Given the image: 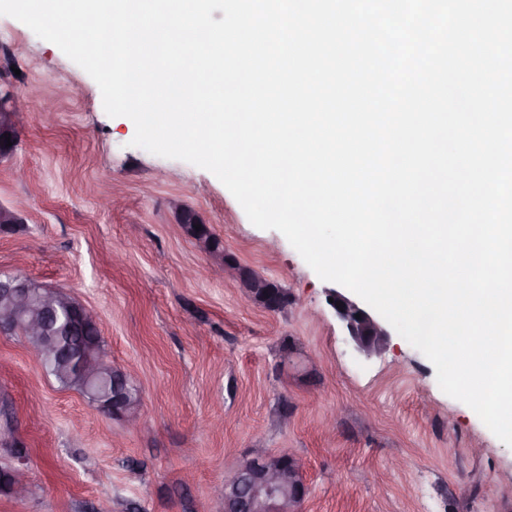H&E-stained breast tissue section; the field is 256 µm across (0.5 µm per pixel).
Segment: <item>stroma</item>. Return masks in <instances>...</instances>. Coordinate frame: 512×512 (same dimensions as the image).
Segmentation results:
<instances>
[{
	"label": "stroma",
	"mask_w": 512,
	"mask_h": 512,
	"mask_svg": "<svg viewBox=\"0 0 512 512\" xmlns=\"http://www.w3.org/2000/svg\"><path fill=\"white\" fill-rule=\"evenodd\" d=\"M19 145L0 159V273L23 272L94 309L107 352L142 395L137 429L0 334V437L26 450L32 491L0 512H224L215 489L245 458L293 449L303 512H512V447L439 387L398 333L364 355L328 302L334 283L285 236L251 224L210 171L132 146L97 83L0 15V96ZM193 210L219 242L201 251ZM275 281L280 310L212 276L220 253Z\"/></svg>",
	"instance_id": "1"
}]
</instances>
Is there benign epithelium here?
<instances>
[{"instance_id":"7a95c632","label":"benign epithelium","mask_w":512,"mask_h":512,"mask_svg":"<svg viewBox=\"0 0 512 512\" xmlns=\"http://www.w3.org/2000/svg\"><path fill=\"white\" fill-rule=\"evenodd\" d=\"M7 119L0 122V158L11 154L17 146V130L12 109L0 103ZM224 273L231 275L247 289L250 299L268 310H276L285 302V294L275 282L255 279L252 272L235 259L224 257ZM333 302L343 303L337 311L356 348L366 355L380 351L388 333L367 311L349 297L334 292ZM69 311L77 319L99 327L97 315L87 307L57 293H44L37 283L21 272L0 278V332L22 325L35 336L38 351L56 349L52 326L58 315ZM85 387L97 402L99 410L132 425L139 417L140 390L126 372L98 349L82 359L76 367ZM18 465L7 467L6 489L12 495L27 491L24 456L17 455ZM224 512H302L307 486L294 453L283 448L241 461L224 474Z\"/></svg>"}]
</instances>
